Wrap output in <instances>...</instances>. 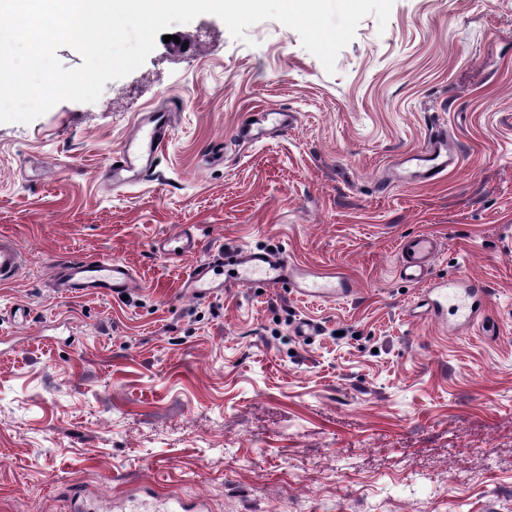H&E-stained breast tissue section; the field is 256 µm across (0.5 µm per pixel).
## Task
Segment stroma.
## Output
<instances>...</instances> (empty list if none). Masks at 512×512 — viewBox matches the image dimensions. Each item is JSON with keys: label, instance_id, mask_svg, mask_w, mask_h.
Here are the masks:
<instances>
[{"label": "stroma", "instance_id": "obj_1", "mask_svg": "<svg viewBox=\"0 0 512 512\" xmlns=\"http://www.w3.org/2000/svg\"><path fill=\"white\" fill-rule=\"evenodd\" d=\"M170 32L180 47L157 42L96 102L0 124V233L26 255L0 284V512L137 483L207 512H512V0H394L331 73L272 19L241 39L209 14ZM175 98L155 176L103 182ZM259 112L291 120L237 139ZM434 131L459 164L424 183L405 160ZM184 228L196 255L156 251ZM422 232L436 277L488 290L469 332L397 272ZM218 247L284 248L355 290L185 297ZM75 255L125 261L139 290L58 295L48 262ZM307 317L319 336L294 335Z\"/></svg>", "mask_w": 512, "mask_h": 512}]
</instances>
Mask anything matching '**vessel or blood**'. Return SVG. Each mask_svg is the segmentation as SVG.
<instances>
[{
    "label": "vessel or blood",
    "instance_id": "1",
    "mask_svg": "<svg viewBox=\"0 0 512 512\" xmlns=\"http://www.w3.org/2000/svg\"><path fill=\"white\" fill-rule=\"evenodd\" d=\"M173 133L170 112L154 113L151 119L138 125L121 150L113 154L111 162L102 170L103 177L120 186L149 173L159 146L165 145ZM454 161L447 134H436L417 157V174L426 181L436 180ZM157 249L167 257L184 258L195 254L198 247L192 236L180 231L165 236ZM439 249V240L431 234L405 237L400 242V274L406 281L426 286L433 315L439 316L451 309L462 317L464 323H471L480 314L471 299L483 294L485 288L476 282L463 291L454 281L436 280L434 259ZM23 260L24 253L17 238L1 233L0 281L14 278ZM50 264L56 288L71 298L129 295L139 286L132 268L115 258L57 256L51 259ZM222 264L234 267L236 275L232 280L216 277L214 269ZM254 285L273 289L288 286L300 296L320 302L335 301L353 291L352 284L345 279L307 270L293 262L286 252H259L247 248L231 252L213 251L207 258L196 262L183 282L186 295L200 301L227 288Z\"/></svg>",
    "mask_w": 512,
    "mask_h": 512
}]
</instances>
